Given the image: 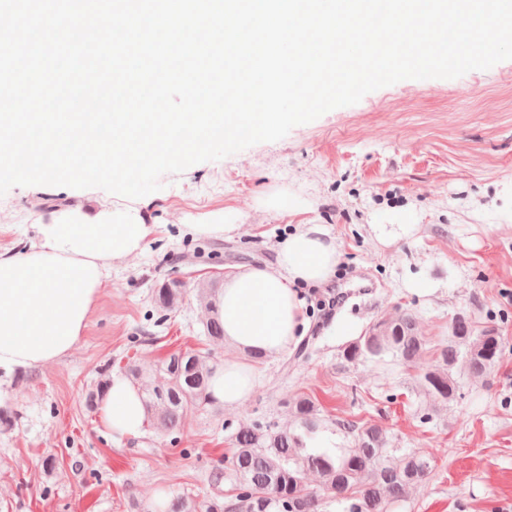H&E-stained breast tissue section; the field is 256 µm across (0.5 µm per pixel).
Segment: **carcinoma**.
<instances>
[{"label": "carcinoma", "instance_id": "1", "mask_svg": "<svg viewBox=\"0 0 512 512\" xmlns=\"http://www.w3.org/2000/svg\"><path fill=\"white\" fill-rule=\"evenodd\" d=\"M180 296L176 282L159 289L156 303L163 314L155 325L168 321V312L174 310ZM213 296L215 288H201L204 334L221 340L224 326L213 307ZM424 345L415 319L399 312L379 320L347 344L342 355L354 362L391 353L411 362L420 356ZM500 351L499 337L492 330L476 335L468 317L460 315L451 324L448 345L439 351V364L420 375V387L433 403L446 405L456 392L452 370L462 362L470 376L479 377L498 362ZM207 359L199 351L173 353L162 363L165 377L158 382L146 381L140 368L128 364L127 375L141 383L148 417L174 433L181 430L190 412L214 404L209 391L214 367ZM289 406L299 426L297 432L262 423L244 424L236 431L235 449L225 460L224 471L213 474L216 484L225 476L234 480L236 493L230 500L215 497L202 504L188 494H177L165 512H317L323 497L353 499L352 512H388L390 503L402 499L411 486L425 481L433 471L432 461L419 454L408 453L394 460L390 441L377 426L359 429L353 423H342L340 428L354 435V447L311 448L307 440L314 438L319 428L316 402L301 394ZM309 472L320 476L316 491L305 482Z\"/></svg>", "mask_w": 512, "mask_h": 512}]
</instances>
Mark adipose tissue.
I'll list each match as a JSON object with an SVG mask.
<instances>
[{
  "label": "adipose tissue",
  "mask_w": 512,
  "mask_h": 512,
  "mask_svg": "<svg viewBox=\"0 0 512 512\" xmlns=\"http://www.w3.org/2000/svg\"><path fill=\"white\" fill-rule=\"evenodd\" d=\"M151 231L134 216L103 224L75 210L39 225L26 250L0 252V369L36 367L67 355L86 328L112 260L137 254ZM340 256L323 225L301 224L281 245L275 264L225 279L215 299L225 344L269 355L286 350L308 325L301 288L329 283ZM254 389L251 369L233 361L218 368L211 382L216 403L229 408ZM101 407L105 427L116 435H138L147 421L140 390L121 376H113Z\"/></svg>",
  "instance_id": "ef3b65f1"
}]
</instances>
